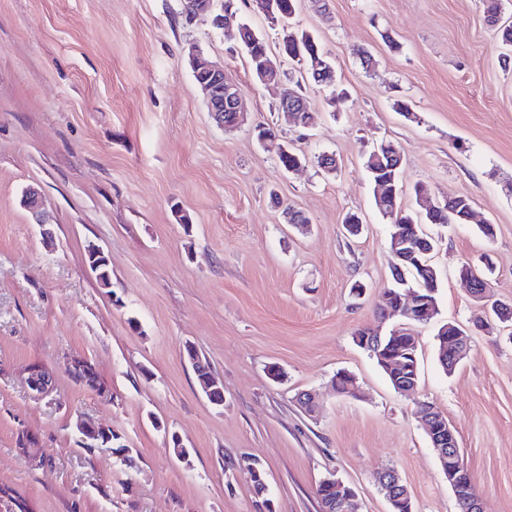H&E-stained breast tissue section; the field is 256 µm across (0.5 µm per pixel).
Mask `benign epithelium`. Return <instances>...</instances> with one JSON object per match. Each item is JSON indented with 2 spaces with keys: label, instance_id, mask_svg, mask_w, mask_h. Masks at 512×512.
<instances>
[{
  "label": "benign epithelium",
  "instance_id": "7a95c632",
  "mask_svg": "<svg viewBox=\"0 0 512 512\" xmlns=\"http://www.w3.org/2000/svg\"><path fill=\"white\" fill-rule=\"evenodd\" d=\"M214 0H185L184 15L192 22L199 16L212 11ZM187 57L193 73L198 76L197 84L204 94L205 102L211 118L219 125L224 126V112L236 113L237 124L245 120L242 109L243 89L236 84L218 83V79L224 75V67L211 61L196 46H189ZM254 78L262 84H268L273 80L271 69L275 65L266 57L255 61ZM38 190L34 187L28 188L23 196L24 206L35 216L37 223L44 225L46 221L39 212ZM434 250L429 241L419 234L409 237L397 233L393 242L394 254L401 259H410L418 254H430ZM382 299L397 304V309L403 311L407 316L405 322L391 328L390 335L398 339L402 349L396 353L384 348L382 333L362 329L356 335V339L365 348L370 350L371 355L377 357L382 365L396 377H403L400 381L402 392L409 393L417 386V358L415 348L417 339L412 331V326L417 321L427 322L434 315V303L429 295L415 288H408L402 292L384 291ZM443 335L442 349L448 358L455 361L465 357L469 339L452 325H446ZM27 382L30 388L39 394H47L52 388L50 375L41 367L31 366L27 369ZM200 385L208 399L215 406L224 405V400H216L213 397L215 392H224L222 383L209 373L200 378ZM419 413L425 424L426 434L435 450L443 473L448 478V485L452 488L454 495L462 503L464 512H484V505L481 500L474 496H466L461 493L458 480V473L461 468V460L455 448L456 434L448 420L431 404L420 405ZM75 428L78 434V443L82 448H103L112 447L113 435L108 428L95 425L82 418L76 420ZM36 437L28 432L22 433L19 448L21 454L27 457L35 465L40 466L45 462L42 450L34 445ZM322 488L330 494L329 501L336 508L337 512H359L358 504L354 494L346 491L340 482L334 478H327L322 481ZM385 497L391 505L390 512H412V504L406 486L402 483L398 474L390 472L386 482ZM0 500L6 503V508L11 512H33L30 502H19L13 499L11 489L0 487Z\"/></svg>",
  "mask_w": 512,
  "mask_h": 512
}]
</instances>
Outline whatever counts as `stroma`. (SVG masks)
Listing matches in <instances>:
<instances>
[{
  "label": "stroma",
  "mask_w": 512,
  "mask_h": 512,
  "mask_svg": "<svg viewBox=\"0 0 512 512\" xmlns=\"http://www.w3.org/2000/svg\"><path fill=\"white\" fill-rule=\"evenodd\" d=\"M232 15L224 29L186 22L180 0H0V485L35 512H319L315 490L333 477L361 512H389L376 474L391 468L414 512H456L417 414L428 402L454 428L487 512H512V329H476L483 304L459 276L492 260L490 298L512 304V69L480 0H297L296 24L348 92L308 88L307 128L279 112L281 85L256 83L232 38L247 22L274 50L278 31L246 0ZM192 45L243 88L244 125L211 118ZM260 123L275 132L264 145ZM382 139L402 151L404 202L421 182L428 204L465 195L474 212L424 227L439 313L415 327L408 394L353 339L379 324L393 285L391 225L364 165ZM282 145L304 151L297 171L280 170ZM324 153L337 173L318 166ZM29 186L48 226L20 204ZM288 205L308 216L307 232L286 223ZM350 211L363 220L351 238ZM91 243L110 261L111 288L86 266ZM447 322L470 337L449 374L435 338ZM189 345L222 380L223 406L202 394ZM73 357L95 366L111 399L72 379ZM33 364L52 373L49 395L29 389ZM341 370L358 396L337 394ZM301 391L315 394L314 415L297 407ZM79 417L112 429L128 461L79 447ZM23 430L45 465L18 453ZM171 431L188 461L169 449Z\"/></svg>",
  "instance_id": "35a3bbf8"
}]
</instances>
